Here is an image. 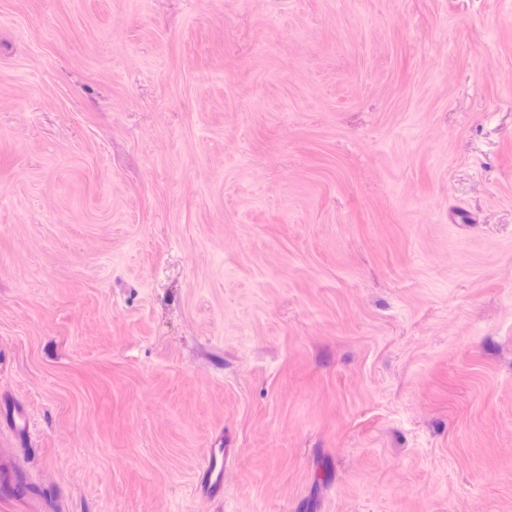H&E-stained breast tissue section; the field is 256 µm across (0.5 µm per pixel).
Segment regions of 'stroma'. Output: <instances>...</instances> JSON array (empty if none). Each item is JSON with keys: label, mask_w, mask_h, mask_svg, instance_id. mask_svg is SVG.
<instances>
[{"label": "stroma", "mask_w": 512, "mask_h": 512, "mask_svg": "<svg viewBox=\"0 0 512 512\" xmlns=\"http://www.w3.org/2000/svg\"><path fill=\"white\" fill-rule=\"evenodd\" d=\"M0 512H512V0H0ZM231 455L229 448H212L207 452V457L199 474L197 488L202 495L216 496L224 482V461Z\"/></svg>", "instance_id": "35a3bbf8"}]
</instances>
